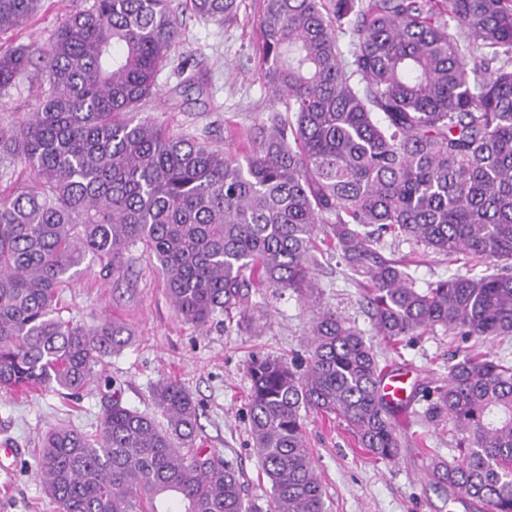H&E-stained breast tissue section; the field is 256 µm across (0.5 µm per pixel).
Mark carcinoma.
<instances>
[{
    "label": "carcinoma",
    "mask_w": 512,
    "mask_h": 512,
    "mask_svg": "<svg viewBox=\"0 0 512 512\" xmlns=\"http://www.w3.org/2000/svg\"><path fill=\"white\" fill-rule=\"evenodd\" d=\"M190 4L218 25L237 12V0ZM42 5L0 0V32ZM259 29L262 79L285 111L240 155L140 117L182 36L169 0H92L45 47L0 51V94L35 56L43 85L37 110L0 129V157L29 174L0 191L1 391L77 399L98 382L127 329L111 317L65 319L57 300L83 265L113 273L138 243L197 329L218 316L250 324L251 288L314 297L311 251L316 225L328 224L378 335L512 336V0H263ZM384 233L496 271L418 288L382 253ZM306 347L305 359L256 356L247 368L268 512H324L309 413L345 421L377 460L401 450L362 333L324 308ZM428 397V417L460 435L458 457L432 460L430 485L512 512V361L466 353ZM152 400L161 422L115 390L95 431L44 433L36 468L57 512H257L242 472L195 447L190 393L162 379Z\"/></svg>",
    "instance_id": "cac0c4a2"
}]
</instances>
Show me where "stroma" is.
I'll return each mask as SVG.
<instances>
[{
  "instance_id": "stroma-1",
  "label": "stroma",
  "mask_w": 512,
  "mask_h": 512,
  "mask_svg": "<svg viewBox=\"0 0 512 512\" xmlns=\"http://www.w3.org/2000/svg\"><path fill=\"white\" fill-rule=\"evenodd\" d=\"M236 20L216 25L196 19L185 0H172L180 11L184 39L160 71V98L142 109L167 131L187 135L226 152L235 151L237 136L256 131L266 116L282 106L265 88L260 69L262 0H238ZM84 0H47L23 30L0 34V45L43 46L67 14ZM205 75L204 91L175 94L178 66ZM40 90L33 75L20 76L0 97V129L24 119L36 108ZM318 264L314 269L317 300L309 302L292 290L251 289L247 306L255 315L251 328L211 323L199 330L185 324L166 294L163 277L145 248L125 254L119 272L101 277L99 266L85 269L59 297L63 317L92 324L103 315L118 318L130 329L129 344L105 359L98 370L120 386L125 404L139 410L151 407V390L161 379L181 382L199 408L198 446L210 448L238 466L249 498L265 512L271 486L259 472L247 418L252 355L305 357L306 339L317 305L331 307L360 329L383 367L409 370L415 396L406 411L393 418L403 448L399 459L375 462L355 443L346 423L317 414L304 421V435L324 490L326 512H481L467 497L447 504L443 493L425 478L431 454L454 455L456 432L448 421L435 422L426 413L428 387L448 377V365L463 355L460 337L435 330L391 348L373 330L367 306L350 271L328 248V225H318ZM385 256L411 258L410 272L417 287L448 278L455 272L447 257L424 247L387 236ZM109 400L105 387H92L80 402L53 393L24 395L0 391V512H54L34 469L38 437L60 424L94 430Z\"/></svg>"
}]
</instances>
